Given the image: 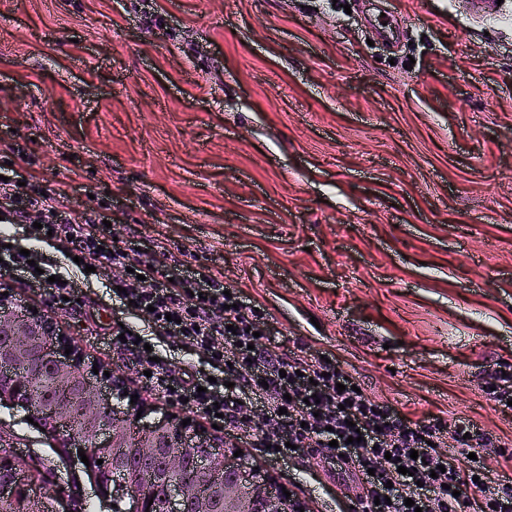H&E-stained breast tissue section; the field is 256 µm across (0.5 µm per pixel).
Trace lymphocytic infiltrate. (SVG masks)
Here are the masks:
<instances>
[{
  "mask_svg": "<svg viewBox=\"0 0 512 512\" xmlns=\"http://www.w3.org/2000/svg\"><path fill=\"white\" fill-rule=\"evenodd\" d=\"M21 179L13 167L0 165V222L27 225L35 246L24 255L12 235H1V278L23 271L24 287L38 290L49 309L67 312L80 297L77 279L86 267L124 269L120 300L135 301L160 342L198 352L215 367L211 377L175 371L151 361L135 332L113 326V335H125L122 349L143 372L148 392L218 426L251 430L271 459L295 447L335 461L341 471L363 473L362 512H466L469 490L483 495L476 512H512V477L490 484L479 458L490 439L473 423L409 422L367 391H355V378L335 363L303 351H270L259 336L265 311L230 307L222 269L201 264L186 274L176 265H148L134 247L112 241L105 206L78 212L65 193H44ZM341 382L346 388L340 392ZM247 401L261 405L259 422L245 414ZM447 435L465 463H450L439 451Z\"/></svg>",
  "mask_w": 512,
  "mask_h": 512,
  "instance_id": "lymphocytic-infiltrate-1",
  "label": "lymphocytic infiltrate"
}]
</instances>
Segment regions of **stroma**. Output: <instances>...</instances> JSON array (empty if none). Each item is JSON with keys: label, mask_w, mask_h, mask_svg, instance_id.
<instances>
[{"label": "stroma", "mask_w": 512, "mask_h": 512, "mask_svg": "<svg viewBox=\"0 0 512 512\" xmlns=\"http://www.w3.org/2000/svg\"><path fill=\"white\" fill-rule=\"evenodd\" d=\"M380 15L398 48L371 42ZM1 155L77 209L106 199L142 258L222 268L273 352L326 353L411 420L512 444L482 390L512 365V0H0ZM118 275L82 291L99 335L52 319L148 420L189 418L112 345L118 321L151 334ZM208 430L306 512H351L325 459Z\"/></svg>", "instance_id": "1"}]
</instances>
